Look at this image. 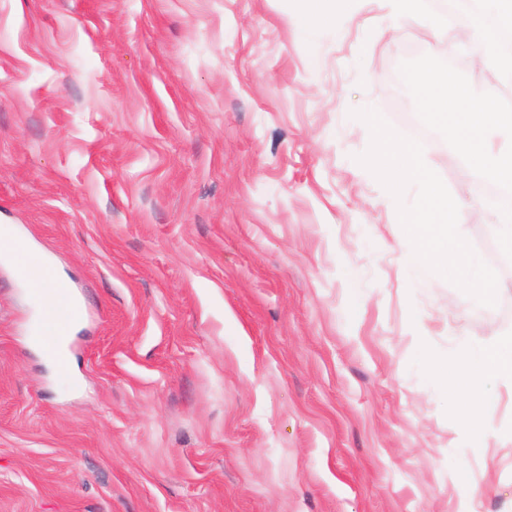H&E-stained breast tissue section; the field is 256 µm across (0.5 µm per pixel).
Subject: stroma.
I'll use <instances>...</instances> for the list:
<instances>
[{
  "label": "stroma",
  "instance_id": "stroma-1",
  "mask_svg": "<svg viewBox=\"0 0 512 512\" xmlns=\"http://www.w3.org/2000/svg\"><path fill=\"white\" fill-rule=\"evenodd\" d=\"M384 0H0V226L82 303L67 368L0 253V512H512V386L470 447L427 355L512 325L412 262L352 111L435 137L469 242L481 175L423 62L492 80ZM304 2V13L312 20L336 16V11L352 12L356 0H300Z\"/></svg>",
  "mask_w": 512,
  "mask_h": 512
}]
</instances>
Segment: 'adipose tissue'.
<instances>
[{"label": "adipose tissue", "instance_id": "obj_1", "mask_svg": "<svg viewBox=\"0 0 512 512\" xmlns=\"http://www.w3.org/2000/svg\"><path fill=\"white\" fill-rule=\"evenodd\" d=\"M454 39L483 46L484 55L476 58L479 66L495 67L503 80L512 82V59L501 57L497 51L495 32L484 22H476L467 29L454 32ZM424 80L429 91L423 101L425 109L447 124L449 131L462 147L470 164L485 171L488 177L512 184V152L496 150L490 143L492 130L512 131V113L488 111L486 103L475 101L469 93L460 91L447 80L426 71ZM461 371L473 391L470 417L490 413L493 398L480 389L482 377L491 375L512 385V333L503 334L491 346L460 350L453 359L437 357L428 362V373L440 386H447L448 374Z\"/></svg>", "mask_w": 512, "mask_h": 512}]
</instances>
